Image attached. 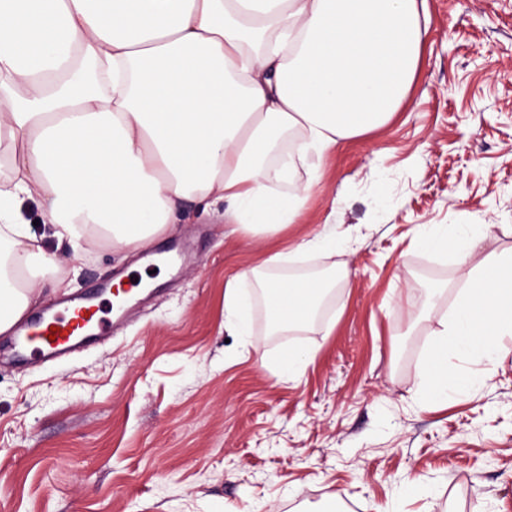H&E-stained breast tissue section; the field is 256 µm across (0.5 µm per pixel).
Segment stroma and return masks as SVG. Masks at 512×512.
I'll use <instances>...</instances> for the list:
<instances>
[{
	"label": "stroma",
	"instance_id": "35a3bbf8",
	"mask_svg": "<svg viewBox=\"0 0 512 512\" xmlns=\"http://www.w3.org/2000/svg\"><path fill=\"white\" fill-rule=\"evenodd\" d=\"M413 87L393 119L320 162L301 223L268 241L193 210L145 250L75 253L46 236L72 291L99 297L130 267L164 270L75 360L22 366L0 334V512H512V353L451 360L476 383L448 402L418 392L462 272L413 247L421 224H485L480 252L512 254V0H426ZM336 227L337 250L276 267L339 273L315 326L272 336L253 283L252 334L224 329V282ZM296 348L298 377L276 371Z\"/></svg>",
	"mask_w": 512,
	"mask_h": 512
}]
</instances>
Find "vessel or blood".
Returning <instances> with one entry per match:
<instances>
[{
  "mask_svg": "<svg viewBox=\"0 0 512 512\" xmlns=\"http://www.w3.org/2000/svg\"><path fill=\"white\" fill-rule=\"evenodd\" d=\"M98 305L85 297H74L61 311L41 318L31 326L17 328L14 347L26 363H48L80 348L94 334Z\"/></svg>",
  "mask_w": 512,
  "mask_h": 512,
  "instance_id": "b4317fda",
  "label": "vessel or blood"
}]
</instances>
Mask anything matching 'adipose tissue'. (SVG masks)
<instances>
[{"mask_svg":"<svg viewBox=\"0 0 512 512\" xmlns=\"http://www.w3.org/2000/svg\"><path fill=\"white\" fill-rule=\"evenodd\" d=\"M418 0H0V334L59 265L24 216L77 248H142L224 207L245 238L299 223L315 186L308 154L387 125L413 85ZM292 150L283 142L291 132ZM483 224H422L416 247L465 271L419 382L447 400L472 380L452 359L493 362L512 339V255H477ZM251 268L272 331L310 324L326 282ZM244 276L224 283V327L249 336Z\"/></svg>","mask_w":512,"mask_h":512,"instance_id":"obj_1","label":"adipose tissue"}]
</instances>
